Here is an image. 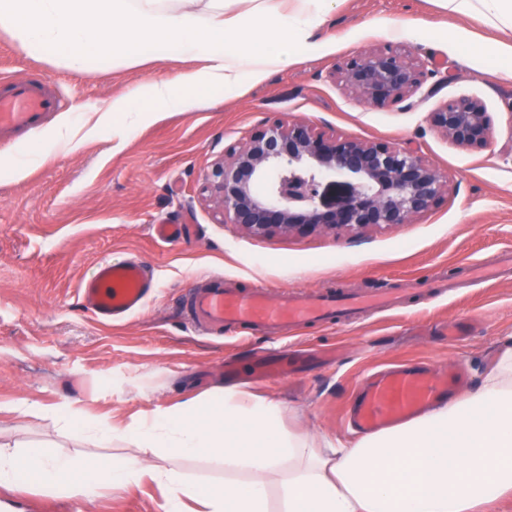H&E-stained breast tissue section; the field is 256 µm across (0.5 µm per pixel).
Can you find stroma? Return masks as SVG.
I'll list each match as a JSON object with an SVG mask.
<instances>
[{
    "label": "stroma",
    "instance_id": "obj_1",
    "mask_svg": "<svg viewBox=\"0 0 512 512\" xmlns=\"http://www.w3.org/2000/svg\"><path fill=\"white\" fill-rule=\"evenodd\" d=\"M420 21L426 37L396 38ZM477 21L448 15L434 0H339L300 48L295 62L269 69L228 93L183 112H160L124 138L103 132L70 146L52 144L58 125L92 126L105 106L149 79L196 71L202 61L147 46L144 64H105L79 72L28 56L0 31V81L56 80L68 101L38 132L0 143L43 149L23 178L0 167V430L45 441L59 453L111 456L77 444L52 420L18 417L14 406L70 401L123 426L179 403L237 386L280 401L283 420L316 436L352 440L344 420L371 368L412 361L428 369L465 365L466 387L489 367L499 341L512 336V274L472 285L469 265L512 257V73H491L458 42L496 38ZM391 45L411 51L436 76L386 106L351 100L336 66L356 52ZM471 96L490 113L495 135L483 150L452 144L431 128L432 112ZM274 118L304 120L343 137L408 144L448 177V195L412 223L360 234L317 232L255 237L222 223L202 191L225 149ZM188 224L186 240L156 239L158 221ZM135 258L156 291L136 314L98 321L79 288L103 259ZM223 276L236 288L258 284L272 299L292 293L370 296L389 292L398 307L359 319L288 330L279 337L248 328L197 333L185 298L200 280ZM287 357L295 372L266 381L250 374L258 357ZM232 358L236 376L215 364ZM17 512H163L146 480L97 496H57L35 489L14 497Z\"/></svg>",
    "mask_w": 512,
    "mask_h": 512
}]
</instances>
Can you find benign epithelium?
Instances as JSON below:
<instances>
[{
    "instance_id": "7a95c632",
    "label": "benign epithelium",
    "mask_w": 512,
    "mask_h": 512,
    "mask_svg": "<svg viewBox=\"0 0 512 512\" xmlns=\"http://www.w3.org/2000/svg\"><path fill=\"white\" fill-rule=\"evenodd\" d=\"M337 81L359 103L387 105L436 75L398 48L360 52L338 64ZM430 126L454 145L485 149L490 113L462 96L429 113ZM204 186L222 216L257 237L355 231L409 224L448 195V177L411 146L336 137L302 120L267 121L225 151ZM330 173L341 181H328Z\"/></svg>"
}]
</instances>
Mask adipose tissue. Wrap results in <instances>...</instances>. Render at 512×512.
<instances>
[{"label": "adipose tissue", "mask_w": 512, "mask_h": 512, "mask_svg": "<svg viewBox=\"0 0 512 512\" xmlns=\"http://www.w3.org/2000/svg\"><path fill=\"white\" fill-rule=\"evenodd\" d=\"M449 15L512 37V0H436ZM335 0H0V30L34 58L75 69L139 63L137 48L200 56L203 71L148 80L103 109L95 131L118 135L268 69L288 64ZM34 420L100 448L120 440L131 455L59 454L39 442L0 441V488L93 498L150 477L167 489L164 512H480L512 494V336L499 343L473 389L439 400L403 423L332 443L287 428L279 402L237 387L194 396L115 427L69 404ZM167 459L223 463L224 482L182 483ZM279 510H271V499Z\"/></svg>", "instance_id": "ef3b65f1"}]
</instances>
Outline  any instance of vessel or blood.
Returning <instances> with one entry per match:
<instances>
[{"mask_svg": "<svg viewBox=\"0 0 512 512\" xmlns=\"http://www.w3.org/2000/svg\"><path fill=\"white\" fill-rule=\"evenodd\" d=\"M63 105L51 80L0 86V135L40 129ZM154 290L144 266L136 259L102 260L81 286L92 314L102 320H121L142 307ZM335 301L298 295L271 301L263 286L244 292L226 287L212 276L188 298V321L195 329L240 326L269 330L295 329L334 315ZM463 374L446 376L405 362L371 374L357 396L350 420L365 432L376 431L420 414L461 384Z\"/></svg>", "mask_w": 512, "mask_h": 512, "instance_id": "b4317fda", "label": "vessel or blood"}]
</instances>
